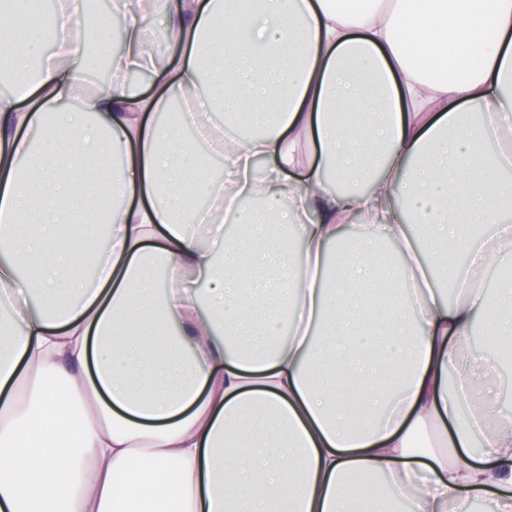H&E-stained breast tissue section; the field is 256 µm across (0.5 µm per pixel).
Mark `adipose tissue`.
Listing matches in <instances>:
<instances>
[{
    "mask_svg": "<svg viewBox=\"0 0 512 512\" xmlns=\"http://www.w3.org/2000/svg\"><path fill=\"white\" fill-rule=\"evenodd\" d=\"M112 11L0 0V512H512V0ZM487 335L485 336L486 342L483 339L484 346L482 349H480L478 352V356L488 362H491L495 366V373L494 377L492 379L491 387L493 388L497 400L500 403L501 399V390H500V381H499V372L502 366H505L504 364H507V362L504 360V358H507L510 360L512 357V351H511V345H501L498 347V351L492 347V337L489 335L487 329H486ZM504 355V358L499 355V353Z\"/></svg>",
    "mask_w": 512,
    "mask_h": 512,
    "instance_id": "adipose-tissue-1",
    "label": "adipose tissue"
}]
</instances>
